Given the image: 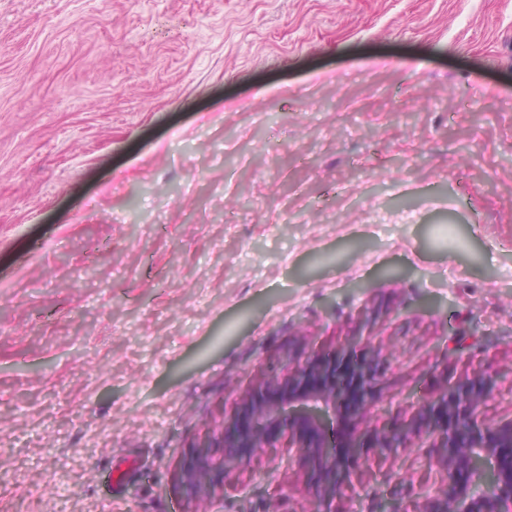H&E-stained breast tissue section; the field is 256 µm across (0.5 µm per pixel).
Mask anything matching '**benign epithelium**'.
Instances as JSON below:
<instances>
[{
	"mask_svg": "<svg viewBox=\"0 0 512 512\" xmlns=\"http://www.w3.org/2000/svg\"><path fill=\"white\" fill-rule=\"evenodd\" d=\"M369 342L350 339L329 358L268 375L241 396L224 420L221 439L204 441L181 469L185 497L199 504L217 490H238L233 475L264 452L274 465L282 455L312 470L309 512H337L342 488L353 485L366 449L387 455L411 443L425 449L437 486L404 479L413 512H512V412L495 420L481 407L494 390L492 376L476 373L429 394L409 419H390L375 431L353 430L339 452L327 438L326 418L354 425L373 400L383 374L374 359L353 357ZM481 480L486 489L474 491Z\"/></svg>",
	"mask_w": 512,
	"mask_h": 512,
	"instance_id": "1",
	"label": "benign epithelium"
}]
</instances>
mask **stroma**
I'll use <instances>...</instances> for the list:
<instances>
[{"mask_svg":"<svg viewBox=\"0 0 512 512\" xmlns=\"http://www.w3.org/2000/svg\"><path fill=\"white\" fill-rule=\"evenodd\" d=\"M353 336L368 428L476 371L512 412V0H0V512H189L239 396ZM368 458L338 512L429 473Z\"/></svg>","mask_w":512,"mask_h":512,"instance_id":"stroma-1","label":"stroma"}]
</instances>
